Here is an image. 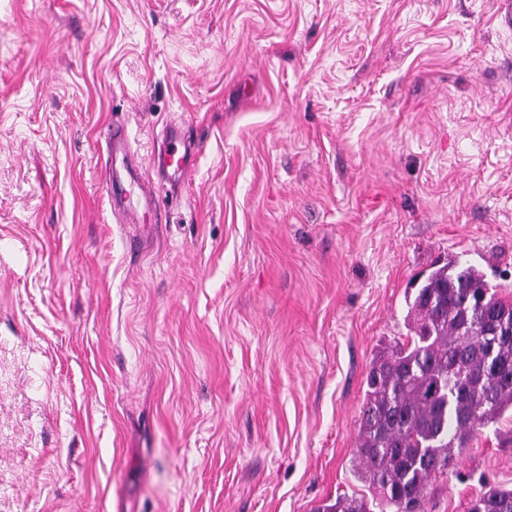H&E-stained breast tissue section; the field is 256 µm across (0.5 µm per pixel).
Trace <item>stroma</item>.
Instances as JSON below:
<instances>
[{"label":"stroma","mask_w":512,"mask_h":512,"mask_svg":"<svg viewBox=\"0 0 512 512\" xmlns=\"http://www.w3.org/2000/svg\"><path fill=\"white\" fill-rule=\"evenodd\" d=\"M451 260L512 300V0H0V512L369 497L366 376ZM486 486L511 412L425 512Z\"/></svg>","instance_id":"stroma-1"}]
</instances>
